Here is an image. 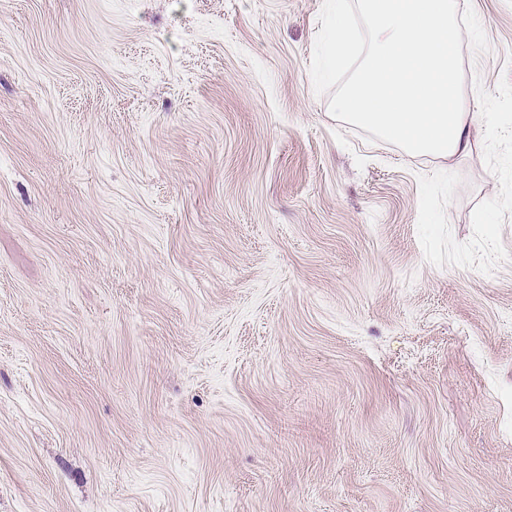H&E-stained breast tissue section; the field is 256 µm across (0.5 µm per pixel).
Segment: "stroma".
Returning <instances> with one entry per match:
<instances>
[{
	"label": "stroma",
	"instance_id": "35a3bbf8",
	"mask_svg": "<svg viewBox=\"0 0 512 512\" xmlns=\"http://www.w3.org/2000/svg\"><path fill=\"white\" fill-rule=\"evenodd\" d=\"M458 2L451 164L332 110L327 0H0V512H512V0Z\"/></svg>",
	"mask_w": 512,
	"mask_h": 512
}]
</instances>
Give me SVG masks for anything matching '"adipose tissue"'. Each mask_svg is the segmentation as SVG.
<instances>
[{"label":"adipose tissue","mask_w":512,"mask_h":512,"mask_svg":"<svg viewBox=\"0 0 512 512\" xmlns=\"http://www.w3.org/2000/svg\"><path fill=\"white\" fill-rule=\"evenodd\" d=\"M355 12L367 48L334 109L408 154L466 156L475 116L461 98L457 0H357L352 10L329 0L328 68L352 51Z\"/></svg>","instance_id":"adipose-tissue-1"}]
</instances>
